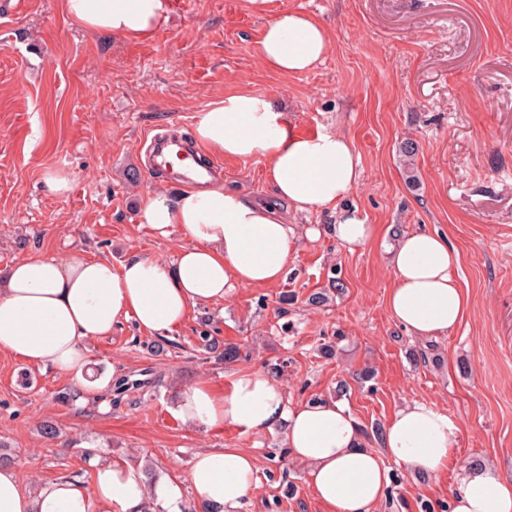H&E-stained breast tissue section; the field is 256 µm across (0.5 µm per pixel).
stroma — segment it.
Segmentation results:
<instances>
[{"label": "stroma", "instance_id": "35a3bbf8", "mask_svg": "<svg viewBox=\"0 0 512 512\" xmlns=\"http://www.w3.org/2000/svg\"><path fill=\"white\" fill-rule=\"evenodd\" d=\"M283 9L329 33L330 50L310 72L280 75L259 58L262 31ZM241 87L284 107L297 133L353 140L362 178L347 205L380 225L379 242L350 250L328 234L332 215L291 216L298 237L285 280L197 304L159 356L145 347L153 333L130 322L95 340L97 370L149 368L157 378L117 409L106 391L0 352V441L28 487L59 476L91 482L89 447L184 480L197 452L229 445L259 460L243 512H326L304 465L272 457L284 445L280 431L196 429L173 413L186 384L220 386L229 371L276 362L291 402L344 403L367 447L380 448L373 429L412 401L458 424L438 474L389 462L399 481L378 512H443L461 466L475 460L512 478V0H267L261 10L249 0H170L168 23L147 41L85 29L61 0H0V273L34 252L80 251L116 267L133 255L174 260L181 229L159 237L138 217L147 191H180L154 176L147 139L161 129L190 138L198 110ZM408 141L417 145L409 164ZM223 164L229 185L275 204L262 160ZM58 168L75 175L63 197L43 186ZM417 230L446 235L459 251L454 275L469 297L465 319L431 339L397 324L385 302L393 284L385 247ZM322 290L327 303L310 305ZM202 331L241 345L246 358H205ZM327 341L329 359L318 354ZM46 422L58 439L42 436Z\"/></svg>", "mask_w": 512, "mask_h": 512}]
</instances>
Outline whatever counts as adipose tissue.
<instances>
[{"mask_svg":"<svg viewBox=\"0 0 512 512\" xmlns=\"http://www.w3.org/2000/svg\"><path fill=\"white\" fill-rule=\"evenodd\" d=\"M63 9L87 29L145 40L167 22L169 6L167 0H63ZM329 48L319 21L284 9L264 28L258 52L269 69L296 75L312 70ZM193 140L208 156L262 159L274 195L296 213L334 214L331 233L344 247L377 239L376 225L343 207L362 175L346 135L297 134L268 96L241 88L198 111ZM139 221L160 237L182 230L187 242L173 261L135 257L116 268L82 253H34L11 264L0 275V351L65 372L80 386L105 387L110 377L95 375L89 342L128 320L168 332L198 302L223 301L240 286L280 282L296 239L295 226L279 210L221 179L175 195L145 193ZM459 262L444 235H403L391 256V317L422 338L456 327L469 304L453 274ZM174 413L192 428L229 424L244 435L281 430L327 512H374L389 489L386 460L430 476L447 466L459 436L447 414L414 401L388 421L383 450L375 452L365 447L362 429L344 405L333 399L290 403L282 383L261 369L231 372L220 388L204 380L182 387ZM258 471L257 458L239 448L198 452L189 471V500L180 481L148 482L141 466L122 459L96 463L91 482L61 476L32 492L18 466L2 464L0 512H143L148 504L158 512H242ZM450 512H512V479L491 467H462Z\"/></svg>","mask_w":512,"mask_h":512,"instance_id":"obj_1","label":"adipose tissue"}]
</instances>
